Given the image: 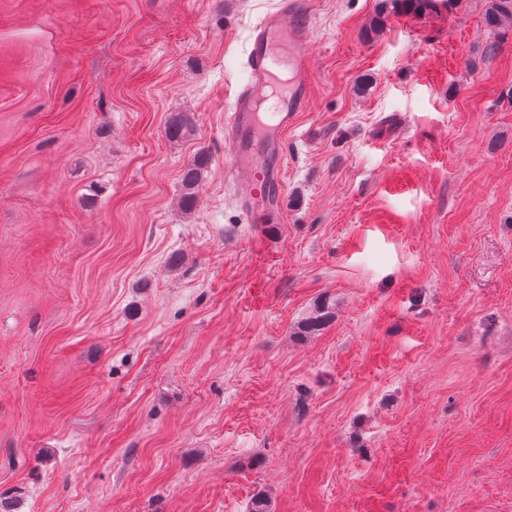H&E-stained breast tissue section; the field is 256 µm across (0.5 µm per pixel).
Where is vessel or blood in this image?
I'll use <instances>...</instances> for the list:
<instances>
[{
	"instance_id": "vessel-or-blood-1",
	"label": "vessel or blood",
	"mask_w": 512,
	"mask_h": 512,
	"mask_svg": "<svg viewBox=\"0 0 512 512\" xmlns=\"http://www.w3.org/2000/svg\"><path fill=\"white\" fill-rule=\"evenodd\" d=\"M314 7L315 0H278L261 18L247 49L249 81L225 117L226 178L248 224L279 221L287 135L314 88L308 52Z\"/></svg>"
}]
</instances>
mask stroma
<instances>
[{
  "label": "stroma",
  "instance_id": "35a3bbf8",
  "mask_svg": "<svg viewBox=\"0 0 512 512\" xmlns=\"http://www.w3.org/2000/svg\"><path fill=\"white\" fill-rule=\"evenodd\" d=\"M273 2L0 0L20 512H512V41L487 0L376 33L381 0H317L281 219L247 224L224 116ZM484 24L494 36L490 48L495 52L504 38L512 35V0H488ZM208 164V155L201 153L182 169L179 197L181 210L189 212L196 206L199 184Z\"/></svg>",
  "mask_w": 512,
  "mask_h": 512
}]
</instances>
